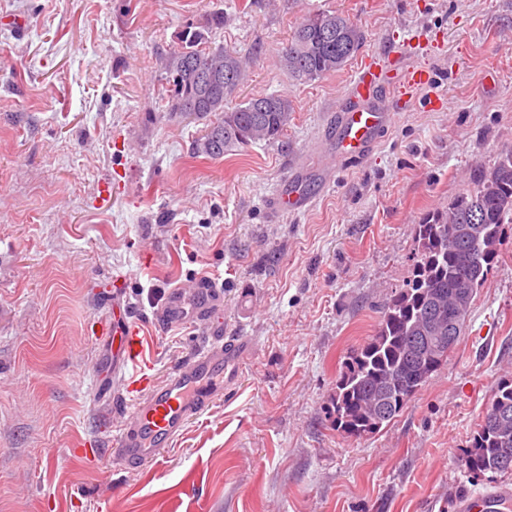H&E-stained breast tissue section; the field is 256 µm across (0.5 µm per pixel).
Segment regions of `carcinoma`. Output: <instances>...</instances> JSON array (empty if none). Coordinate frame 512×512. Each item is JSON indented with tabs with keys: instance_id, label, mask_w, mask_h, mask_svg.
<instances>
[{
	"instance_id": "carcinoma-1",
	"label": "carcinoma",
	"mask_w": 512,
	"mask_h": 512,
	"mask_svg": "<svg viewBox=\"0 0 512 512\" xmlns=\"http://www.w3.org/2000/svg\"><path fill=\"white\" fill-rule=\"evenodd\" d=\"M363 38L357 22L344 13L309 15L294 29L281 65L298 78H320L344 67ZM203 39L202 32H192L191 49L175 54L165 65L173 111L201 119L219 113L196 152L220 158L235 148L278 140L291 117L288 98L260 95L225 109L243 79L246 61L222 47L196 49ZM471 184L417 225V260L410 279L384 306L376 334L344 359L331 399L341 432L362 437L381 430L448 360L447 349L429 347L423 357L408 352L404 336L412 321L435 311L436 298L446 314L460 301V319L466 320L475 294L497 263L505 226L512 224V150L474 172ZM379 385L387 388L388 410L381 418L369 404ZM496 405L512 408L511 378L497 383L486 410ZM506 453L512 455V420L493 425L482 419L461 465L473 479L488 472H511L512 465L501 464Z\"/></svg>"
}]
</instances>
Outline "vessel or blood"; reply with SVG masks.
Wrapping results in <instances>:
<instances>
[{
    "label": "vessel or blood",
    "instance_id": "1",
    "mask_svg": "<svg viewBox=\"0 0 512 512\" xmlns=\"http://www.w3.org/2000/svg\"><path fill=\"white\" fill-rule=\"evenodd\" d=\"M430 80L422 65L390 68L379 56L361 63L349 93V104L336 120L333 148L337 157L367 160L391 120V102L409 103ZM223 295L214 282L202 278L189 288L169 291L158 311L160 321L191 320L207 327L209 335L165 384H154L142 328L136 320L104 322L97 338L118 340L114 369L125 374V410L112 436V454L129 465H158L186 425L223 398L225 385L238 377L247 353L241 343L225 340L219 314Z\"/></svg>",
    "mask_w": 512,
    "mask_h": 512
}]
</instances>
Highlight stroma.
I'll return each mask as SVG.
<instances>
[{"label":"stroma","mask_w":512,"mask_h":512,"mask_svg":"<svg viewBox=\"0 0 512 512\" xmlns=\"http://www.w3.org/2000/svg\"><path fill=\"white\" fill-rule=\"evenodd\" d=\"M325 11L365 40L305 82L278 60ZM195 30L248 59L237 100L288 96L279 140L196 154L209 122L173 112L162 68ZM396 51L431 84L368 161L336 158L362 59ZM510 149L512 0H0V512H461L466 496L512 498V473L461 465L512 378V226L447 362L403 411L360 438L331 414L346 353L411 275L417 224ZM293 181L311 198L294 215L276 208ZM204 277L249 357L159 466L128 467L110 447L121 389L95 396L112 349L91 329L123 280L163 382L206 330L160 325L159 300Z\"/></svg>","instance_id":"35a3bbf8"}]
</instances>
